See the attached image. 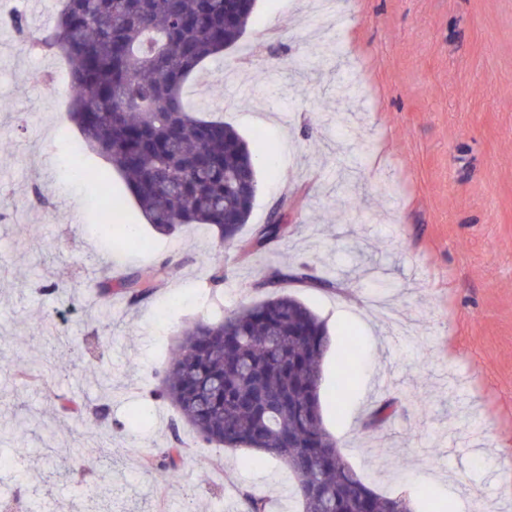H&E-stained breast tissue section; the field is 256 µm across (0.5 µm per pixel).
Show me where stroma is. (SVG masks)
<instances>
[{
  "mask_svg": "<svg viewBox=\"0 0 512 512\" xmlns=\"http://www.w3.org/2000/svg\"><path fill=\"white\" fill-rule=\"evenodd\" d=\"M316 0H257L244 36L196 73L189 105L205 103L263 157L243 238L282 206L288 231L241 260L224 254L211 290L213 232L155 233L127 201L146 247L110 255L97 233L108 192L72 181L60 82L35 83L61 58L24 48L36 18L60 0H27L20 25L0 24V504L31 512H242L241 490L283 500L277 463L201 442L181 425L180 477L143 467L168 447L173 405L157 390L179 332L262 298L271 266L307 265L334 288L288 285L332 337L324 370L359 343L355 383L324 425L373 489L413 512H512V0H335L321 29ZM175 259L174 275L145 301L99 295L113 276ZM57 283V292L40 285ZM48 337L37 334L38 319ZM50 358L51 372L14 366ZM112 372L98 416L97 370ZM385 388H378L380 379ZM79 391L88 417L111 430L55 424L60 395ZM383 426L364 423L384 400ZM112 485V503L98 500Z\"/></svg>",
  "mask_w": 512,
  "mask_h": 512,
  "instance_id": "obj_1",
  "label": "stroma"
}]
</instances>
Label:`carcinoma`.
<instances>
[{"label":"carcinoma","instance_id":"cac0c4a2","mask_svg":"<svg viewBox=\"0 0 512 512\" xmlns=\"http://www.w3.org/2000/svg\"><path fill=\"white\" fill-rule=\"evenodd\" d=\"M255 0H64L57 23L28 46L64 58L72 89L68 119L82 146L109 160L127 182L148 224L173 236L190 224L216 235L219 249L256 253L288 230L277 209L271 223L244 240L258 189V159L240 133L222 120L191 110L188 79L246 32ZM71 174L102 186L104 173L72 161ZM110 203L101 231L116 249L137 244L128 224L118 228ZM174 272L170 262L131 271L112 287L131 305L146 300L156 282ZM288 284L333 286L305 265L272 267L257 283L266 297L223 319L197 320L181 331L158 398L173 404L202 442L246 448L286 467L300 512H411L401 497L372 489L346 462L323 422V359L331 336L320 317ZM358 347L338 358L330 400L340 402L356 376ZM380 404L367 425L390 417ZM81 416L80 397H64L61 417ZM177 448L147 459L178 476ZM243 512H267V498L242 493Z\"/></svg>","mask_w":512,"mask_h":512}]
</instances>
